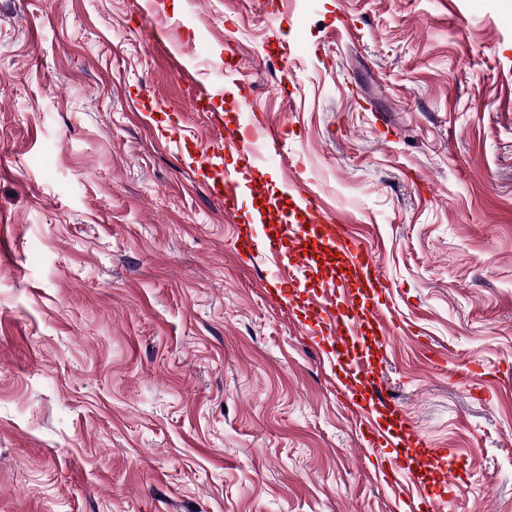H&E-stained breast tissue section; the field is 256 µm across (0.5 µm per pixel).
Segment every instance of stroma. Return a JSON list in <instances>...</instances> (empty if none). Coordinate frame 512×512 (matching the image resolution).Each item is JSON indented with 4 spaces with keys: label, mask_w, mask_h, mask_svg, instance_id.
Wrapping results in <instances>:
<instances>
[{
    "label": "stroma",
    "mask_w": 512,
    "mask_h": 512,
    "mask_svg": "<svg viewBox=\"0 0 512 512\" xmlns=\"http://www.w3.org/2000/svg\"><path fill=\"white\" fill-rule=\"evenodd\" d=\"M228 112L372 247L451 512H512V0H0V512H427L187 173ZM176 67L181 76L188 82V84L194 90V95L191 98V102L195 111L208 112L209 106L211 105V102L214 99L212 90L200 84L196 79L193 71L187 66L179 63L176 65Z\"/></svg>",
    "instance_id": "stroma-1"
}]
</instances>
